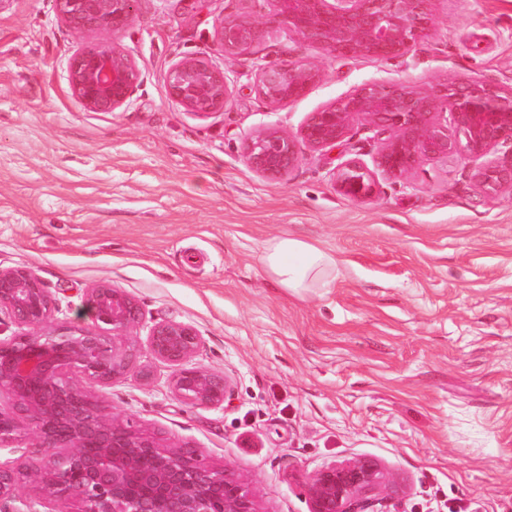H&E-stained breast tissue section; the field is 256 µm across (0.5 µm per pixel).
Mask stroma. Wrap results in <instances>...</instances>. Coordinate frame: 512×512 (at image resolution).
Here are the masks:
<instances>
[{
    "label": "stroma",
    "instance_id": "1",
    "mask_svg": "<svg viewBox=\"0 0 512 512\" xmlns=\"http://www.w3.org/2000/svg\"><path fill=\"white\" fill-rule=\"evenodd\" d=\"M256 9L275 4L141 0L113 40L143 82L128 107L93 112L67 71L87 36L52 0L0 6V268L35 273L57 320L78 328L92 326L85 293L104 281L139 304L138 340L161 320L195 326V363L231 387L223 406L181 402L146 349L149 381L121 377L96 396L226 467L257 512H311V477L359 458L390 479L388 512H512V194H481L475 160L448 157L349 200L334 168L376 152L360 119L347 145L302 150L282 179L243 154L266 126L296 133L370 81L512 87V0H433L427 35L388 61L336 57L284 24L225 55L215 23ZM185 55L230 78L224 111L169 99L166 73ZM265 61H308L322 77L272 110L254 86ZM283 234L335 256L332 287L298 296L266 275L263 244Z\"/></svg>",
    "mask_w": 512,
    "mask_h": 512
}]
</instances>
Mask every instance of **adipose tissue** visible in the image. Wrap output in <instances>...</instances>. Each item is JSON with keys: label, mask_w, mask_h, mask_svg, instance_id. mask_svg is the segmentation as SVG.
Instances as JSON below:
<instances>
[{"label": "adipose tissue", "mask_w": 512, "mask_h": 512, "mask_svg": "<svg viewBox=\"0 0 512 512\" xmlns=\"http://www.w3.org/2000/svg\"><path fill=\"white\" fill-rule=\"evenodd\" d=\"M262 261L272 281L294 294L328 288L336 280V259L333 255L288 235L266 240Z\"/></svg>", "instance_id": "adipose-tissue-1"}]
</instances>
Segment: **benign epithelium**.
Returning <instances> with one entry per match:
<instances>
[{"instance_id":"7a95c632","label":"benign epithelium","mask_w":512,"mask_h":512,"mask_svg":"<svg viewBox=\"0 0 512 512\" xmlns=\"http://www.w3.org/2000/svg\"><path fill=\"white\" fill-rule=\"evenodd\" d=\"M141 0H53L62 21L79 34L124 29ZM432 0H275L267 23L281 21L306 43L336 56L391 60L422 38L432 20ZM251 14L227 17L214 28L224 53H248L260 36ZM74 95L93 112L127 107L142 83L136 61L106 38L84 46L68 62ZM320 79L304 63L268 61L257 66L256 89L275 109L297 99ZM169 98L207 116L224 110L232 88L224 71L202 56H184L167 72ZM361 118L375 132L374 168L359 158L335 170L338 191L352 201L372 198L375 171L400 178L424 160L457 155L480 158L512 143V89L474 79L451 83L446 92L410 90L368 82L308 114L295 134L269 126L244 145L256 173L281 179L297 165L301 149L328 152L344 144ZM487 195L512 194V162L483 163L473 170ZM95 330L58 326L45 330L56 305L41 280L25 268H0V334L9 324L33 332L0 338V393L13 411H0V447L18 437L22 421L35 428L37 464L20 455L0 463V505L11 512H257L245 486L226 468L205 461L189 447L167 448L132 421L111 416L90 388L141 370L138 341L130 336L141 320L139 304L102 282L87 289ZM150 354L172 372L171 388L191 406L219 407L230 395L224 376L193 363L200 335L190 324L161 321L146 336ZM80 373L77 384L68 373ZM28 483L32 497L19 496ZM312 512H376L389 495V481L370 459L333 464L308 485Z\"/></svg>"}]
</instances>
